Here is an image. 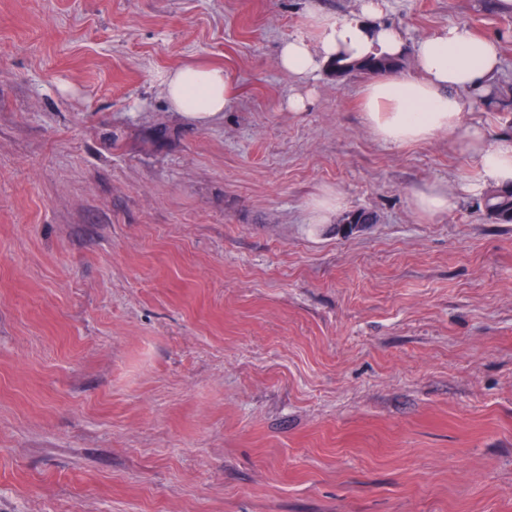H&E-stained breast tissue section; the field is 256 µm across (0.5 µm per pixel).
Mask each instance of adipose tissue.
I'll list each match as a JSON object with an SVG mask.
<instances>
[{
    "mask_svg": "<svg viewBox=\"0 0 512 512\" xmlns=\"http://www.w3.org/2000/svg\"><path fill=\"white\" fill-rule=\"evenodd\" d=\"M380 15L378 0H359L351 17L314 16L316 44H309L303 35L282 44L279 64L300 85L288 100L289 108H306L303 84L334 59L353 63L369 56L412 53L415 76L384 75L364 90L362 110L375 136L404 146L443 132L457 135L461 150L469 154L480 175L478 183L464 185V192L512 186V136H489L485 129L467 124L465 114L467 95L490 91L500 72L496 41L451 23L410 46ZM161 81L172 110L194 120L219 116L234 97L220 66L185 65L164 72Z\"/></svg>",
    "mask_w": 512,
    "mask_h": 512,
    "instance_id": "adipose-tissue-1",
    "label": "adipose tissue"
}]
</instances>
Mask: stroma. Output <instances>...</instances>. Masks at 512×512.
I'll list each match as a JSON object with an SVG mask.
<instances>
[{
  "instance_id": "obj_1",
  "label": "stroma",
  "mask_w": 512,
  "mask_h": 512,
  "mask_svg": "<svg viewBox=\"0 0 512 512\" xmlns=\"http://www.w3.org/2000/svg\"><path fill=\"white\" fill-rule=\"evenodd\" d=\"M415 44L512 10L380 0ZM358 0H0V512H512V224L456 138L397 146L371 78L278 64ZM219 65L198 124L159 81ZM442 183L448 212L413 195ZM338 193L377 216L352 235ZM412 202L418 214L433 218L448 212L452 204V196L448 192V186L434 184L415 193ZM344 203L341 197L337 194L327 193L322 198L314 203V223L326 224L329 222L332 214L342 209Z\"/></svg>"
}]
</instances>
